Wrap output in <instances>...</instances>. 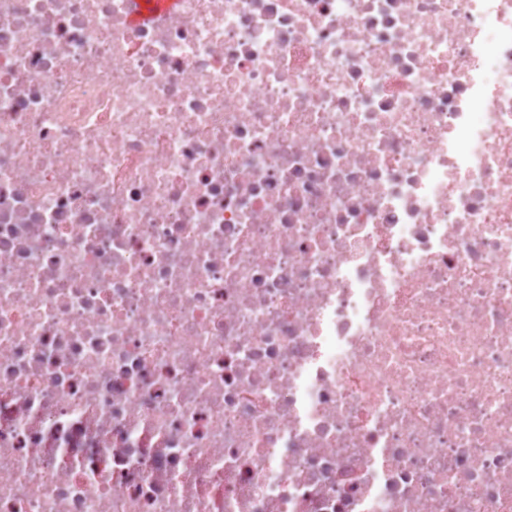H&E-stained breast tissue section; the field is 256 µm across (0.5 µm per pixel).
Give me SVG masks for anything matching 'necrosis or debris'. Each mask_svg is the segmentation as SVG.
Returning <instances> with one entry per match:
<instances>
[{
    "label": "necrosis or debris",
    "instance_id": "1",
    "mask_svg": "<svg viewBox=\"0 0 512 512\" xmlns=\"http://www.w3.org/2000/svg\"><path fill=\"white\" fill-rule=\"evenodd\" d=\"M0 0V512H512V0ZM175 4L176 0H140L133 20L139 23L153 19L162 12L173 9Z\"/></svg>",
    "mask_w": 512,
    "mask_h": 512
}]
</instances>
